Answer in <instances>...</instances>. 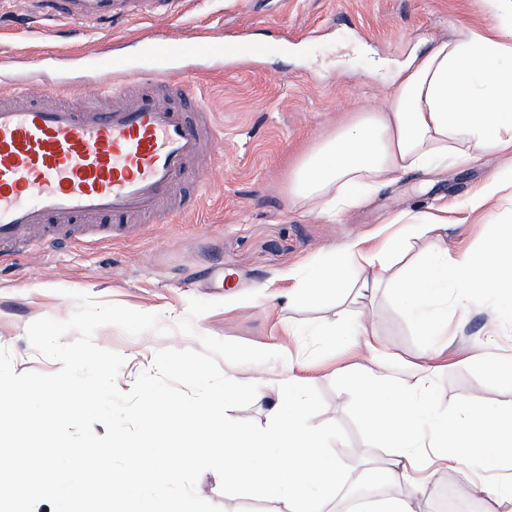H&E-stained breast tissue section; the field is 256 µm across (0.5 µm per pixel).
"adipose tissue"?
I'll return each instance as SVG.
<instances>
[{
  "mask_svg": "<svg viewBox=\"0 0 512 512\" xmlns=\"http://www.w3.org/2000/svg\"><path fill=\"white\" fill-rule=\"evenodd\" d=\"M490 150L512 151V28L496 25L441 42L398 66L386 105L354 116L304 157L291 173V189L333 221L402 174L437 162L463 166ZM394 222L397 236L432 241V248L397 265L390 260L391 241L377 247L357 241L326 255L304 282L318 297L335 291L340 302L354 273L363 291L391 286L435 341L430 363L404 364L382 350L364 322L350 327L337 319L313 328L318 336L361 337L368 364L346 365L337 374L363 401L368 431L389 450L385 479L410 488L402 497L371 500L366 512H424L416 474L473 459L510 472V479L474 489L494 501L496 512H512V408L492 415L474 398L445 415L431 392L432 375L445 367L448 335V319L436 305L452 288L459 289L462 307L469 296L512 290V233L491 239L479 255L453 256L435 247L446 221L402 212Z\"/></svg>",
  "mask_w": 512,
  "mask_h": 512,
  "instance_id": "adipose-tissue-1",
  "label": "adipose tissue"
}]
</instances>
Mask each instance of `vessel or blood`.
I'll list each match as a JSON object with an SVG mask.
<instances>
[{"label":"vessel or blood","instance_id":"1","mask_svg":"<svg viewBox=\"0 0 512 512\" xmlns=\"http://www.w3.org/2000/svg\"><path fill=\"white\" fill-rule=\"evenodd\" d=\"M47 13L82 23L172 16L180 0H37ZM232 41L196 37L173 46L156 39L146 55L155 77L136 92L132 68L115 49L77 59L63 85L43 87L26 104L28 82L0 93V262L40 248L123 236L124 222L166 211L190 173L224 161V127L195 91L177 58L235 59ZM113 73L112 105L97 106L87 87Z\"/></svg>","mask_w":512,"mask_h":512}]
</instances>
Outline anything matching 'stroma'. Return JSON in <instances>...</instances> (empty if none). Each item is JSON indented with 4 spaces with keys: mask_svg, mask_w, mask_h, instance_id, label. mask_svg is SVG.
Masks as SVG:
<instances>
[{
    "mask_svg": "<svg viewBox=\"0 0 512 512\" xmlns=\"http://www.w3.org/2000/svg\"><path fill=\"white\" fill-rule=\"evenodd\" d=\"M493 20L486 0H183L171 17L83 27L44 14L34 0H11L0 9V81L10 82V61L22 60L34 92L55 82L73 58L114 38L142 79L152 68L142 52L145 39L179 43L204 28L240 39L235 61L187 64L224 126V163L209 176L201 199L172 221L143 225L135 236L61 254L36 248L0 270V347L10 350L15 372L59 370L57 361L35 352L26 330L42 317L68 319L76 309L70 292H82L101 303L158 314L172 329L166 337L131 336L111 325L96 330L97 346L125 358L116 378L121 392L153 371L159 349H195L202 335L275 346L302 362L305 383L323 392L325 408L317 423L339 421L348 429V443L335 447L348 466L385 461L381 440L364 428L360 400L332 375L336 364L356 360L355 350L322 344L309 329L339 315L365 319L383 348L407 362L422 360L428 337L389 287L379 288L367 305L304 291L290 300L280 291L300 280L325 251L371 236L404 211L447 216L445 247L480 251L495 225H512V193L503 192L488 209L471 210L467 201L497 170L512 167V155L482 153L462 167L403 174L333 222L296 201L289 174L338 125L384 104L389 66ZM249 292L254 300H246ZM193 298L216 307L194 319L189 337L175 326ZM448 316L449 367L432 382L440 408L455 411L475 394L491 409L511 405L512 377L479 374L466 357L487 349L512 353V297L482 298L463 314L449 308ZM493 318L498 333L491 336ZM220 368L228 378L264 391L251 406L232 410V417L266 425L268 395L287 377L286 362H224ZM197 492L223 512L279 508L272 499L223 495L212 471L200 476Z\"/></svg>",
    "mask_w": 512,
    "mask_h": 512,
    "instance_id": "obj_1",
    "label": "stroma"
}]
</instances>
